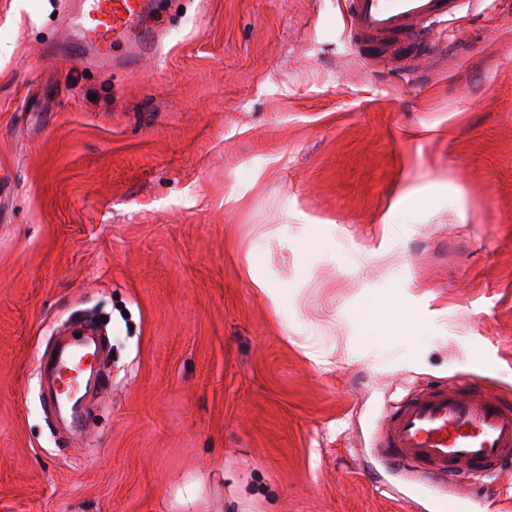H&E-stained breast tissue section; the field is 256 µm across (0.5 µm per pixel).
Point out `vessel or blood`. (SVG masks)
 I'll use <instances>...</instances> for the list:
<instances>
[{"label": "vessel or blood", "instance_id": "1", "mask_svg": "<svg viewBox=\"0 0 512 512\" xmlns=\"http://www.w3.org/2000/svg\"><path fill=\"white\" fill-rule=\"evenodd\" d=\"M349 38L358 43L422 41L433 23L455 14L464 0H344ZM154 0H82L73 27L92 56L112 63L113 45L143 53L154 43ZM372 452L400 472L437 489L447 479L493 481L512 464V404L481 391L432 387L409 393L386 410Z\"/></svg>", "mask_w": 512, "mask_h": 512}]
</instances>
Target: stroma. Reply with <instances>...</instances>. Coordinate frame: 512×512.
Returning a JSON list of instances; mask_svg holds the SVG:
<instances>
[{
	"label": "stroma",
	"mask_w": 512,
	"mask_h": 512,
	"mask_svg": "<svg viewBox=\"0 0 512 512\" xmlns=\"http://www.w3.org/2000/svg\"><path fill=\"white\" fill-rule=\"evenodd\" d=\"M79 7L0 0V512H435L368 451L411 389L512 398V0L411 67L344 0H161L135 67ZM97 313L75 438L41 363ZM460 491L512 512V469Z\"/></svg>",
	"instance_id": "obj_1"
}]
</instances>
